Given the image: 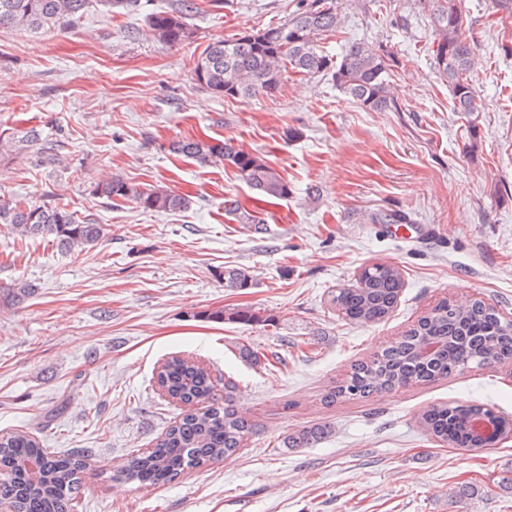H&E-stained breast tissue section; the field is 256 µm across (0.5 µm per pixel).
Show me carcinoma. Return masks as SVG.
<instances>
[{
	"label": "carcinoma",
	"mask_w": 512,
	"mask_h": 512,
	"mask_svg": "<svg viewBox=\"0 0 512 512\" xmlns=\"http://www.w3.org/2000/svg\"><path fill=\"white\" fill-rule=\"evenodd\" d=\"M436 33L432 60L448 82L457 110L475 112V94L470 83L474 45L464 36L466 19L459 0H417ZM90 0H0V28L24 31H66L83 16ZM195 0H180V7L149 14L146 25L157 41L178 45L190 38L187 16L196 12ZM340 23L337 0H310L304 8L281 23L258 32H242L215 40L201 51L194 69L199 86L217 96L248 98L276 90L288 73L329 75L336 87L373 112L396 108L390 97L388 77L392 59L386 50L353 43L341 59L326 54L322 37ZM39 145L48 151L39 131L0 130V163H9ZM168 150L201 165L218 162L232 168L250 188L269 199L288 197V182L261 156L244 152L231 142L201 143L178 140ZM108 200L132 201L144 210L169 213L187 208L185 197L165 187L141 189L122 178L97 186ZM0 224H7L23 238L52 239L61 250L71 251L98 242L102 227L81 217L65 205H31L22 200H0ZM224 287L248 288V269L224 270ZM405 284L402 269L391 264L365 267L353 288L330 295V304L352 321L380 322L397 305ZM30 293L24 283L0 287V306L11 305ZM216 322L253 323L262 319L250 309L219 310L209 314ZM512 362V320L481 299L458 305L444 299L421 316L404 334L387 345L377 357L351 366L341 384L323 396L327 403L338 398L387 393L399 386L430 382L476 364L489 366ZM157 384L184 403H201V411L174 422L150 451L134 453L112 480L160 487L187 468L233 457L253 424L236 409V386L224 385V401L213 397L208 370L182 355H172L157 372ZM483 421L496 437L481 439L473 424ZM418 424L432 439L455 448L480 451L512 437V416L499 414L481 404L433 405L418 416ZM329 427H310L290 436L287 448L308 447L324 439ZM36 459V479L16 477L0 483V499L15 512H74L81 489V473L88 468L86 456L56 455L27 431L0 434V466L16 470V463Z\"/></svg>",
	"instance_id": "obj_1"
}]
</instances>
